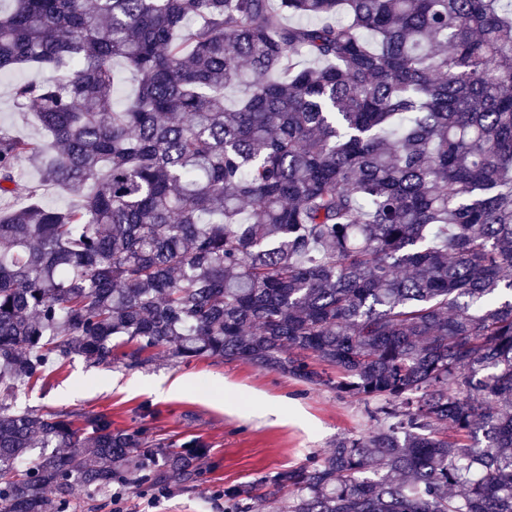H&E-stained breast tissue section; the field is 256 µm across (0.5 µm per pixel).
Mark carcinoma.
Wrapping results in <instances>:
<instances>
[{
	"instance_id": "obj_1",
	"label": "carcinoma",
	"mask_w": 512,
	"mask_h": 512,
	"mask_svg": "<svg viewBox=\"0 0 512 512\" xmlns=\"http://www.w3.org/2000/svg\"><path fill=\"white\" fill-rule=\"evenodd\" d=\"M25 67L56 76L11 88L44 139L0 125L25 196L0 210V512L204 473L199 438L13 401L115 337L128 367L165 348L375 404L277 473L284 512H512V0H10L0 73ZM114 68L116 71V85L113 99L115 105L119 107L136 93L138 84L133 74L121 62H116Z\"/></svg>"
}]
</instances>
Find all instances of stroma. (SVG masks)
I'll return each mask as SVG.
<instances>
[{
  "label": "stroma",
  "instance_id": "stroma-1",
  "mask_svg": "<svg viewBox=\"0 0 512 512\" xmlns=\"http://www.w3.org/2000/svg\"><path fill=\"white\" fill-rule=\"evenodd\" d=\"M42 76L38 69L0 75V123L37 139L43 133L14 105L11 86ZM177 379L184 381L183 390L157 396V385ZM16 400L44 412L105 413L113 427L142 429L173 445L194 436L210 448L206 471L189 486L92 490L73 498L69 512H227L224 492L235 488L250 489L249 512H278L290 493L273 490V475L324 455L337 438L364 434L374 425L369 404L329 386L239 361L179 362L162 351L137 368L119 359L93 365L72 358L58 363L34 388L19 391Z\"/></svg>",
  "mask_w": 512,
  "mask_h": 512
}]
</instances>
